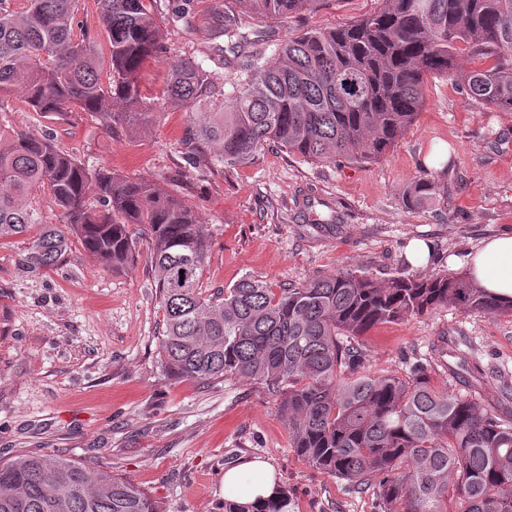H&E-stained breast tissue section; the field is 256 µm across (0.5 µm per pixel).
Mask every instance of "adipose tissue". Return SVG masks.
Returning a JSON list of instances; mask_svg holds the SVG:
<instances>
[{
	"label": "adipose tissue",
	"mask_w": 512,
	"mask_h": 512,
	"mask_svg": "<svg viewBox=\"0 0 512 512\" xmlns=\"http://www.w3.org/2000/svg\"><path fill=\"white\" fill-rule=\"evenodd\" d=\"M468 275L477 286L497 299L512 301V232L484 242L471 254ZM276 480L271 468L261 461L245 462L243 469L224 475V496L241 503H253L273 496Z\"/></svg>",
	"instance_id": "adipose-tissue-1"
}]
</instances>
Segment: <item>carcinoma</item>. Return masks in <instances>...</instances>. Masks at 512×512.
<instances>
[{
    "instance_id": "carcinoma-1",
    "label": "carcinoma",
    "mask_w": 512,
    "mask_h": 512,
    "mask_svg": "<svg viewBox=\"0 0 512 512\" xmlns=\"http://www.w3.org/2000/svg\"><path fill=\"white\" fill-rule=\"evenodd\" d=\"M153 0H95L107 55L75 34L79 0H28L0 9V99L16 92L30 111L85 113L103 127L148 119L136 83L160 50ZM315 0H224V35L243 37L240 7L255 18L288 17ZM490 59L463 70L460 45ZM231 91L194 61L177 66L169 104L193 111L183 130L191 165L234 168L277 146L316 161L381 158L424 106L428 75L459 82L468 99L512 112V0H386L345 26L288 36L274 58L247 56ZM107 81H102L101 75ZM123 111L114 112V101ZM64 227L44 222L41 192ZM424 176L403 203L435 195ZM94 193L97 205L85 198ZM32 235L30 262L53 267L75 238L100 265L123 271L150 241L148 263L164 309L161 367L198 382L258 381L279 397L293 452L318 470L363 489L376 486L384 512H443L452 493L464 512H512V425L469 398L411 376L363 374L351 338L379 324L438 307L492 315L512 310L466 276H397L379 282L351 269L275 291L250 277L201 288L210 237L178 197L149 180L90 167L48 138L0 127V240ZM286 486L265 502L224 500V512H291ZM0 512H166L131 481L82 460L21 454L0 463Z\"/></svg>"
}]
</instances>
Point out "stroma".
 <instances>
[{
    "instance_id": "1",
    "label": "stroma",
    "mask_w": 512,
    "mask_h": 512,
    "mask_svg": "<svg viewBox=\"0 0 512 512\" xmlns=\"http://www.w3.org/2000/svg\"><path fill=\"white\" fill-rule=\"evenodd\" d=\"M224 0H154L164 50L136 82L150 112L137 130L109 131L88 115L65 119L18 108L14 128L49 136L62 150L116 175L153 181L206 224L211 246L201 283L228 288L250 276L274 289L351 268L393 276L466 273L467 257L512 232V112L470 103L454 81L425 79V105L381 159L314 161L268 147L230 169L189 166L188 115L163 93L184 61L218 73L225 88L246 77L224 35ZM384 0H315L291 18L252 23V50L274 56L280 39L355 22ZM433 199L408 207L422 172ZM427 260L407 258L411 243ZM31 238L0 243V460L26 453L94 462L161 501L167 512H223L224 474L269 464L293 493L292 512H382L377 487L357 489L292 452L276 397L260 382L178 380L158 362L164 311L140 239L135 267L112 272L79 242L51 268L28 263ZM366 372L409 377L428 366L448 388L512 424V312L440 307L357 337Z\"/></svg>"
}]
</instances>
